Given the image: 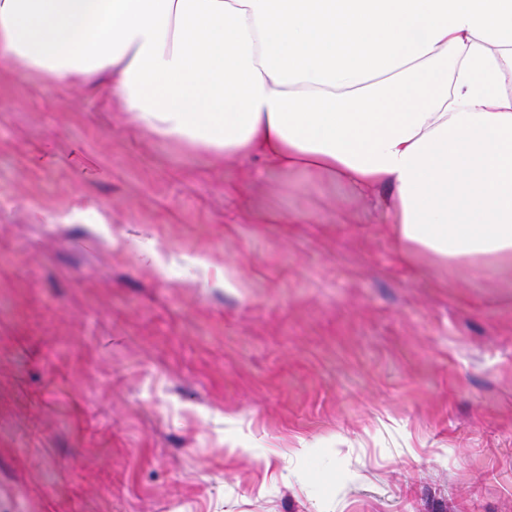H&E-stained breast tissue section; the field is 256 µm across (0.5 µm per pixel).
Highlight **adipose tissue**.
Instances as JSON below:
<instances>
[{
  "mask_svg": "<svg viewBox=\"0 0 512 512\" xmlns=\"http://www.w3.org/2000/svg\"><path fill=\"white\" fill-rule=\"evenodd\" d=\"M0 55L142 132L389 195L437 262L512 264V0H0Z\"/></svg>",
  "mask_w": 512,
  "mask_h": 512,
  "instance_id": "ef3b65f1",
  "label": "adipose tissue"
}]
</instances>
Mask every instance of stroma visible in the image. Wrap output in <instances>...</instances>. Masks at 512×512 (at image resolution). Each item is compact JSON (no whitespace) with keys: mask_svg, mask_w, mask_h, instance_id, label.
I'll list each match as a JSON object with an SVG mask.
<instances>
[{"mask_svg":"<svg viewBox=\"0 0 512 512\" xmlns=\"http://www.w3.org/2000/svg\"><path fill=\"white\" fill-rule=\"evenodd\" d=\"M105 95L0 65V512H512V270Z\"/></svg>","mask_w":512,"mask_h":512,"instance_id":"1","label":"stroma"}]
</instances>
